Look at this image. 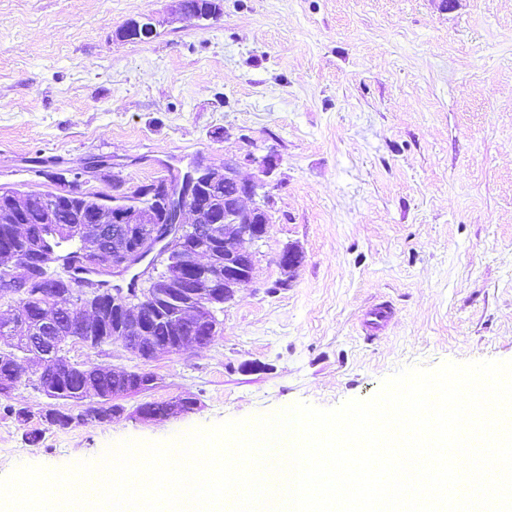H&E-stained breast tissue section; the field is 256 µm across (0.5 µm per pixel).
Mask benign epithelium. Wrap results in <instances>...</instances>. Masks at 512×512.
I'll use <instances>...</instances> for the list:
<instances>
[{"mask_svg":"<svg viewBox=\"0 0 512 512\" xmlns=\"http://www.w3.org/2000/svg\"><path fill=\"white\" fill-rule=\"evenodd\" d=\"M154 31L153 19H133L118 30L117 37L124 41L139 40L143 36L152 37ZM245 162L255 165L259 175L251 179L241 178L239 169ZM276 166V154L270 148L264 155L248 153L242 159L227 157L221 166L196 161L186 172L155 182V188L175 205L174 223L195 224L200 236L209 234L206 220L224 224V287H208L187 265L167 274V278L162 280L158 279L159 273H153V280L160 281L164 287L161 297L165 301L180 304L188 296L201 300L200 305L173 316V335L180 337L187 347L209 344L210 336L216 331V309L231 303L238 289L253 280V254L243 247V243L261 241L269 233L274 205L272 190L275 188L270 177ZM197 173L205 177L210 187L225 182L236 184V195L224 201V214L213 211L208 194L186 190L187 183H195ZM29 196L30 193L13 187L7 193L0 188V224L20 223ZM168 237L169 229L155 223L154 211L150 209L129 205L110 209L96 208L90 222L79 230L78 255L87 263L100 267L110 266L115 273H125L149 256L146 249L152 239L164 241ZM26 253L27 244L21 242L12 252L0 255L1 292L16 297L24 295V277L17 270H27ZM277 262L284 275L280 284L284 286L300 267L301 252L294 246H286L279 253ZM137 318L138 309L127 300V290H112V325L118 329L125 327L134 330L138 334L137 345L132 347L122 340L119 344L144 360L153 358L161 350L170 349V345L157 344L153 337L145 335ZM39 326V335L25 336L23 343L44 358L67 340L86 345H102L107 342V337L86 330L85 321L78 322L79 331L68 336L61 335V326L53 314L41 317Z\"/></svg>","mask_w":512,"mask_h":512,"instance_id":"obj_1","label":"benign epithelium"}]
</instances>
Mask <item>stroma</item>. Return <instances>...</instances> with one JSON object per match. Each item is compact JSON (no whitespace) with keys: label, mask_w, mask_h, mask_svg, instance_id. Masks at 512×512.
Masks as SVG:
<instances>
[{"label":"stroma","mask_w":512,"mask_h":512,"mask_svg":"<svg viewBox=\"0 0 512 512\" xmlns=\"http://www.w3.org/2000/svg\"><path fill=\"white\" fill-rule=\"evenodd\" d=\"M170 5L0 0V184L54 191L69 169L106 199L117 178L274 149L254 280L205 347L143 361L69 345L71 361L154 375L119 397L120 418L47 425L49 398L21 379L0 396V480L65 473L125 440L366 400L404 367L512 361V0H223L216 20ZM143 16L152 38L117 39ZM289 244L303 260L280 288ZM380 304L393 317L366 329ZM185 398L191 412L138 414Z\"/></svg>","instance_id":"1"}]
</instances>
